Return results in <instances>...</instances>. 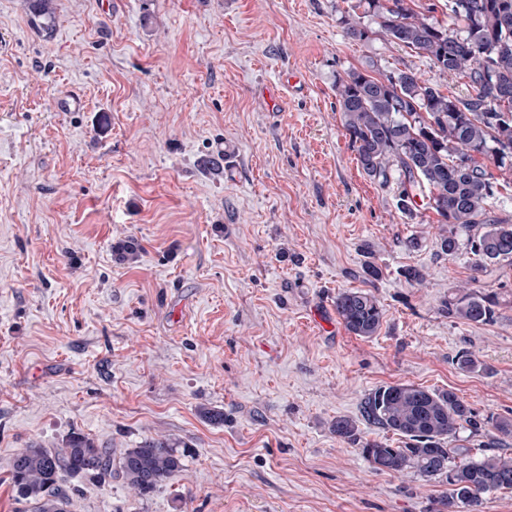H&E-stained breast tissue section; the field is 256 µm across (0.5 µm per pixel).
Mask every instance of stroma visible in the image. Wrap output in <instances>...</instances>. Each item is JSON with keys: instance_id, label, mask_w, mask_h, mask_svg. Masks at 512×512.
<instances>
[{"instance_id": "obj_1", "label": "stroma", "mask_w": 512, "mask_h": 512, "mask_svg": "<svg viewBox=\"0 0 512 512\" xmlns=\"http://www.w3.org/2000/svg\"><path fill=\"white\" fill-rule=\"evenodd\" d=\"M103 2L54 0L46 37L30 0H0V512H33L15 453L74 431L116 453L169 440L183 470L146 496L64 477L69 512H444L445 483L377 473L330 426L398 446L360 415L397 383L512 419V266L475 273L469 250L439 251L436 214L399 212L357 162L336 80L405 70L454 97L465 80L360 0ZM70 89L83 110L57 111ZM218 139L232 169L206 165ZM127 239L138 256L118 259ZM349 289L379 299L376 336L339 319ZM463 290L496 295L491 322L448 316Z\"/></svg>"}]
</instances>
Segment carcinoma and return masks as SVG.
Listing matches in <instances>:
<instances>
[{
    "label": "carcinoma",
    "mask_w": 512,
    "mask_h": 512,
    "mask_svg": "<svg viewBox=\"0 0 512 512\" xmlns=\"http://www.w3.org/2000/svg\"><path fill=\"white\" fill-rule=\"evenodd\" d=\"M367 12L379 19L391 41L426 54L442 73L468 79L470 93L457 98L441 93L411 71L376 78L350 70L339 78L336 97L358 164L371 179L396 181L398 209L408 217L419 211L418 200L439 216L437 245L452 258L467 234L477 270L502 262L512 265V224L486 223L488 201L498 189L492 175L476 164L485 156L499 168H512V0H448L443 24L407 6L405 0H366ZM32 23L49 34L54 25L52 0H33ZM349 35L367 39L359 16L344 17ZM480 225L483 232H469ZM336 313L353 335L370 338L382 326L384 312L377 298L362 289L336 295ZM497 298L479 291L448 297V316L468 324L494 318ZM368 424L400 436L401 446L361 440L349 419L332 424L336 437L360 447L373 469L410 472L425 481L448 485L446 512H483L486 495L512 490V457L485 455L476 459L458 444L460 431L478 422L472 408L452 391H431L408 384L380 386L360 405ZM183 464L166 440L146 439L119 459L79 432L56 448L31 444L19 450L11 483L34 512H67L65 474L110 477L117 472L130 489L145 495L181 472Z\"/></svg>",
    "instance_id": "1"
}]
</instances>
